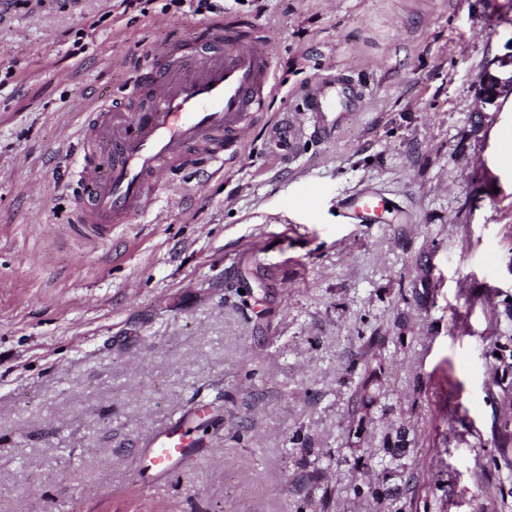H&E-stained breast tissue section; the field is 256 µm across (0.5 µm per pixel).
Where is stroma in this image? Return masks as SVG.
Here are the masks:
<instances>
[{"label": "stroma", "instance_id": "35a3bbf8", "mask_svg": "<svg viewBox=\"0 0 512 512\" xmlns=\"http://www.w3.org/2000/svg\"><path fill=\"white\" fill-rule=\"evenodd\" d=\"M224 16L267 42L269 111L223 172L172 169L102 240L74 213L91 112L148 111L142 67L194 69L212 16L0 0V512H375L354 489L379 476L345 436L378 366L369 434L406 424L417 477L384 512H512L489 464L512 96L478 97L512 53V0H224ZM338 72L366 107L325 139L303 96ZM367 186L389 208L351 223L340 201ZM424 275L422 307L406 295ZM167 426L197 454L155 481L141 450ZM387 398V390L381 370L366 371L357 383L353 413L358 416L357 424L348 433V443L353 445L354 452L360 450L364 425L372 420L371 416L378 407L384 408L382 400ZM355 438L356 441L352 439Z\"/></svg>", "mask_w": 512, "mask_h": 512}]
</instances>
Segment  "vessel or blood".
I'll list each match as a JSON object with an SVG mask.
<instances>
[{"label": "vessel or blood", "mask_w": 512, "mask_h": 512, "mask_svg": "<svg viewBox=\"0 0 512 512\" xmlns=\"http://www.w3.org/2000/svg\"><path fill=\"white\" fill-rule=\"evenodd\" d=\"M207 40L208 47L199 51L204 61L193 73L170 77L151 70L138 76L136 87L158 88L150 111L107 106L93 119L94 140L107 142L111 153L106 177H99L93 163L81 172L78 221L94 237L107 238L113 224L146 207L164 184V166L194 165L203 171L223 165L225 147L240 145L254 117L268 110L275 75L269 50L241 26L220 18L209 25ZM364 105L361 91L343 76L326 78L310 86L303 122L330 138ZM384 204L379 194L363 190L346 198L343 208L366 223ZM191 453L171 429L152 438L143 458L153 472L168 474Z\"/></svg>", "instance_id": "1"}]
</instances>
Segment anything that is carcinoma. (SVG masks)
Masks as SVG:
<instances>
[{
	"mask_svg": "<svg viewBox=\"0 0 512 512\" xmlns=\"http://www.w3.org/2000/svg\"><path fill=\"white\" fill-rule=\"evenodd\" d=\"M495 352L499 353L501 375L496 379L501 398L505 402L512 401V333L501 332L494 340ZM387 398V390L382 371H367L357 383L353 413L358 416L357 424L350 428L348 443L353 447L360 446L364 434L365 423L371 421L374 410L381 406ZM406 438V430L402 427L391 435L386 433L381 439L379 451L372 450L354 458V466L371 469L381 467L383 480L378 487L368 486L367 493L378 504L394 502L412 491L414 480L407 462L410 448ZM498 454L491 458L495 469L504 468L512 473V416L505 417L498 429Z\"/></svg>",
	"mask_w": 512,
	"mask_h": 512,
	"instance_id": "obj_1",
	"label": "carcinoma"
}]
</instances>
